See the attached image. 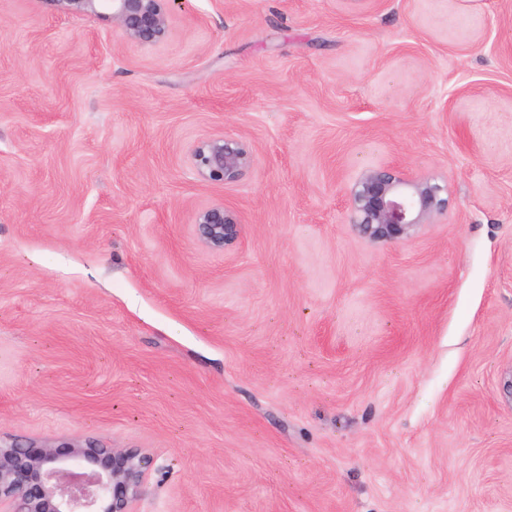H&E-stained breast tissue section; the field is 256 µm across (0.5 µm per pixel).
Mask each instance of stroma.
<instances>
[{"label": "stroma", "mask_w": 512, "mask_h": 512, "mask_svg": "<svg viewBox=\"0 0 512 512\" xmlns=\"http://www.w3.org/2000/svg\"><path fill=\"white\" fill-rule=\"evenodd\" d=\"M381 167L445 207L362 236ZM511 378L512 0H0V440L141 449L133 512H512ZM53 12L78 17H110L124 39L142 46L164 40L174 5L182 0H42ZM195 167L212 181L234 183L249 168L252 155L239 139L227 136L205 139L193 152ZM239 224L237 213L223 204L204 208L195 217L197 236L215 251H222L237 240Z\"/></svg>", "instance_id": "1"}]
</instances>
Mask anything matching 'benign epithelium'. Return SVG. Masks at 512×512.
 Returning a JSON list of instances; mask_svg holds the SVG:
<instances>
[{
	"instance_id": "7a95c632",
	"label": "benign epithelium",
	"mask_w": 512,
	"mask_h": 512,
	"mask_svg": "<svg viewBox=\"0 0 512 512\" xmlns=\"http://www.w3.org/2000/svg\"><path fill=\"white\" fill-rule=\"evenodd\" d=\"M53 12L110 17L124 39L142 46L164 40L172 7L182 0H42ZM195 167L212 181L234 183L252 155L239 139H205L193 152ZM437 184L405 179L389 169L366 172L351 190V223L374 240L409 234L444 206ZM237 213L222 204L196 214L199 239L222 251L239 234ZM151 458L138 449L73 440L41 447L0 441V512H133Z\"/></svg>"
}]
</instances>
